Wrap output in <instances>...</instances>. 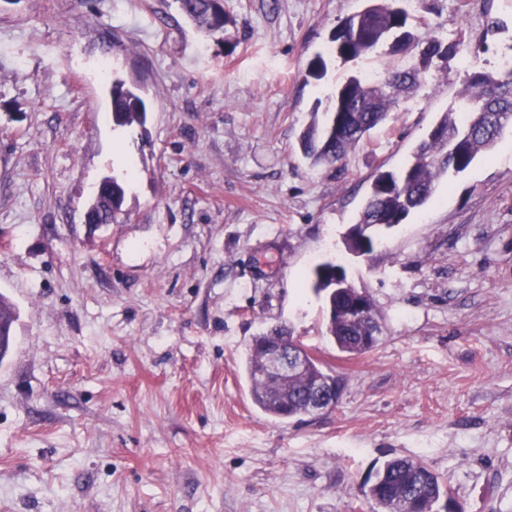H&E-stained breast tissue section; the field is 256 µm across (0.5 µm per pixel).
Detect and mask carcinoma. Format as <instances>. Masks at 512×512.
<instances>
[{"label":"carcinoma","instance_id":"carcinoma-1","mask_svg":"<svg viewBox=\"0 0 512 512\" xmlns=\"http://www.w3.org/2000/svg\"><path fill=\"white\" fill-rule=\"evenodd\" d=\"M371 5L347 18L332 36L330 52L343 59H356L377 50L388 39L401 52L412 48L413 33L405 11L386 2L370 0ZM182 13L198 28L211 34L226 32L229 19L223 0H179ZM464 39L450 43L433 37L422 51L419 63L381 75L375 82L350 77L334 90L327 91L331 102L323 124L311 121L300 136V148L311 164L334 165L341 162L364 137L378 126L394 104L398 90L413 85L421 71L434 60L457 53ZM112 123L118 127L144 126L147 105L143 97L119 78L112 81ZM512 126V65H500L493 72H475L461 96L459 108L445 112L416 147L412 164L394 176H377L361 209L357 223L392 227L430 201L436 183L466 171L482 152L491 150L504 130ZM333 260L317 264L310 285L324 296L327 329L338 349L357 356L376 347L371 318H355L351 310L352 289L343 287L346 274H337ZM17 312L0 293V363L13 346V325ZM262 331L253 337L247 351L246 372L253 402L267 415L288 420L309 415L308 401L313 379L343 377L315 357L302 374L286 380L257 376ZM365 495L378 512H435L446 498V512H463L448 486L420 459L394 458L383 469L366 478Z\"/></svg>","mask_w":512,"mask_h":512}]
</instances>
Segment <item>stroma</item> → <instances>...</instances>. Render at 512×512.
<instances>
[{
    "label": "stroma",
    "instance_id": "35a3bbf8",
    "mask_svg": "<svg viewBox=\"0 0 512 512\" xmlns=\"http://www.w3.org/2000/svg\"><path fill=\"white\" fill-rule=\"evenodd\" d=\"M367 0H224L226 33L176 0H0V512H376L366 476L425 461L465 512H512V128L363 256L343 235L475 71L512 53V0H394L418 41L464 39L338 165L298 147L323 94L411 64L382 44L308 77ZM145 127L112 124L114 78ZM134 178L117 223L85 212ZM343 264L381 316L340 353L308 285ZM286 326L340 373L333 410L277 420L244 353ZM17 312L9 299L0 293V362L9 355L13 346V325Z\"/></svg>",
    "mask_w": 512,
    "mask_h": 512
}]
</instances>
